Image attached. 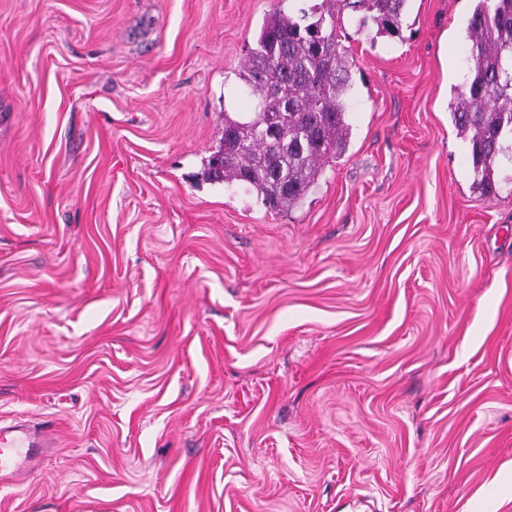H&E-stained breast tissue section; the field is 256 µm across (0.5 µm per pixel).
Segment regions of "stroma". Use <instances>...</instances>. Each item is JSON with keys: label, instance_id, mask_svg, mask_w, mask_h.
Listing matches in <instances>:
<instances>
[{"label": "stroma", "instance_id": "1", "mask_svg": "<svg viewBox=\"0 0 512 512\" xmlns=\"http://www.w3.org/2000/svg\"><path fill=\"white\" fill-rule=\"evenodd\" d=\"M281 0H0V512H512V168L450 102L476 0L332 17L345 152L295 209L200 173ZM368 1L367 10L371 13L359 21V27L365 28L371 22L376 26L377 34H391L398 30L399 18L404 0H336L339 7L351 8L357 11L361 4ZM29 429L23 425L0 426V476L17 471L37 447Z\"/></svg>", "mask_w": 512, "mask_h": 512}]
</instances>
